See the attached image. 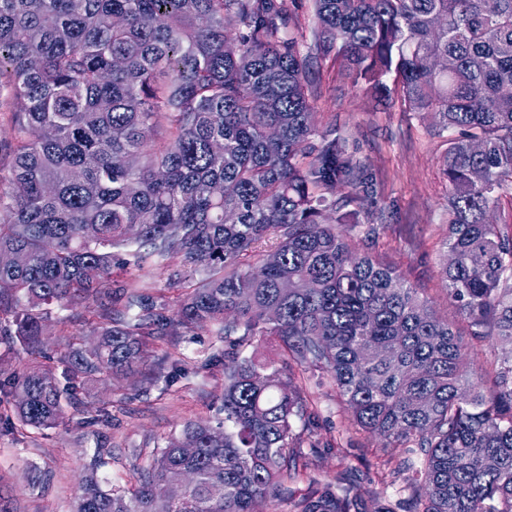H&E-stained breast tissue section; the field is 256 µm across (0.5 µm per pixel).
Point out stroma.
<instances>
[{"label":"stroma","mask_w":512,"mask_h":512,"mask_svg":"<svg viewBox=\"0 0 512 512\" xmlns=\"http://www.w3.org/2000/svg\"><path fill=\"white\" fill-rule=\"evenodd\" d=\"M311 78L320 89L313 104L318 129L336 128L373 178L364 206L374 221L344 227L345 238L396 266L440 317L467 334L468 322L448 300L440 275L448 227L446 142L397 99L378 103L336 79L330 61H319ZM149 360L175 368V378L146 387L135 375L95 383L65 405L64 425L0 435V512H72L94 457L103 460V488H124L132 466L147 465L186 421L219 418L224 339L214 329L155 339ZM295 382L311 415L294 421L293 441L310 466L292 491L349 487L361 496L359 512H386L407 498L414 456L361 428L325 370L309 368Z\"/></svg>","instance_id":"stroma-1"}]
</instances>
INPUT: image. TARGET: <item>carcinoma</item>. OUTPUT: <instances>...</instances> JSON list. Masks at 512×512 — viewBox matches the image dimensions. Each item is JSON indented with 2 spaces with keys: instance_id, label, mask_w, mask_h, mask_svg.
Listing matches in <instances>:
<instances>
[{
  "instance_id": "obj_1",
  "label": "carcinoma",
  "mask_w": 512,
  "mask_h": 512,
  "mask_svg": "<svg viewBox=\"0 0 512 512\" xmlns=\"http://www.w3.org/2000/svg\"><path fill=\"white\" fill-rule=\"evenodd\" d=\"M313 5L314 55L286 0H0V108L16 115L14 163L0 174V343L45 358L21 375L0 367L13 402L0 433L59 425L62 398L136 373L153 338L216 325L228 346L224 418L187 422L122 492L101 487L93 462L73 512H256L281 500L307 467L292 438L307 406L274 364L240 356L258 336L289 369L329 372L385 447L420 454L406 512H512V359L467 370L448 320L338 231L365 223L350 205L369 178L336 129L312 123L309 78L314 57L331 58L353 85L396 92L448 134V299L469 339L512 345V215L486 221L512 196V0ZM270 235L276 261L251 262ZM159 267L187 284L173 317L144 284ZM67 306L86 330L46 357L44 331ZM160 482L174 487L164 498ZM352 499L290 503L350 512Z\"/></svg>"
}]
</instances>
